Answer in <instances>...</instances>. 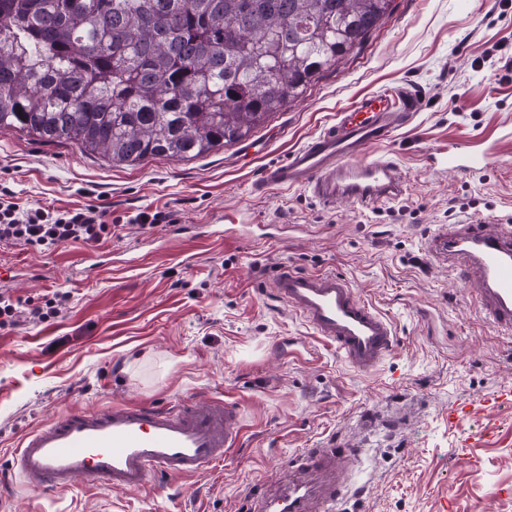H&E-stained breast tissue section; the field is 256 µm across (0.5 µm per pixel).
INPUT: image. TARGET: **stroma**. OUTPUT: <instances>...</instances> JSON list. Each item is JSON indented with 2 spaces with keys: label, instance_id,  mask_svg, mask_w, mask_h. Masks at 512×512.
<instances>
[{
  "label": "stroma",
  "instance_id": "35a3bbf8",
  "mask_svg": "<svg viewBox=\"0 0 512 512\" xmlns=\"http://www.w3.org/2000/svg\"><path fill=\"white\" fill-rule=\"evenodd\" d=\"M495 68L481 67L486 53ZM420 94L385 153L408 177L398 198L326 207L297 189L255 185L363 96ZM494 146L479 175L434 170L432 157ZM0 197L20 208L106 212L98 243L41 250L0 244V293L69 292L42 322L0 330V467L26 432L72 407L235 402L241 447L202 475L101 492L85 480L0 489V512H246L275 493L300 448L361 454L353 497L334 512H512V339L497 335L434 242L459 224L512 229V8L499 0H392L361 52L250 138L202 157L112 163L69 143L0 132ZM173 223H131L140 212ZM251 217L256 245L203 236ZM101 266L85 280L89 255ZM136 257L121 264L120 255ZM283 266L346 276L392 321L393 354L374 372L348 367L272 292ZM294 353L278 355L280 339Z\"/></svg>",
  "mask_w": 512,
  "mask_h": 512
}]
</instances>
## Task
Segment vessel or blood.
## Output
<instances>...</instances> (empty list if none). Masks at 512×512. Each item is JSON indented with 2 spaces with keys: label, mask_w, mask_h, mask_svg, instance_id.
<instances>
[{
  "label": "vessel or blood",
  "mask_w": 512,
  "mask_h": 512,
  "mask_svg": "<svg viewBox=\"0 0 512 512\" xmlns=\"http://www.w3.org/2000/svg\"><path fill=\"white\" fill-rule=\"evenodd\" d=\"M417 110L411 89L374 93L339 112L334 124L284 160L269 165L262 186L303 189L320 204L338 199L377 204L400 196L405 180L388 155L369 156L389 143ZM491 151L434 159L440 170L475 173L492 167ZM448 263L474 287L492 328L512 335V235L485 224H462L444 239ZM273 293L313 335L334 347L353 370L373 372L396 347L391 322L359 297L343 276L281 268ZM244 428L236 405L215 397L193 407L184 402L115 405L94 412L80 407L53 417L22 439L10 472L36 491H62L82 478L103 490L133 492L149 478L185 477L223 462ZM353 461L345 449H299L288 469L286 492L258 499L254 512H332L345 494Z\"/></svg>",
  "instance_id": "b4317fda"
}]
</instances>
